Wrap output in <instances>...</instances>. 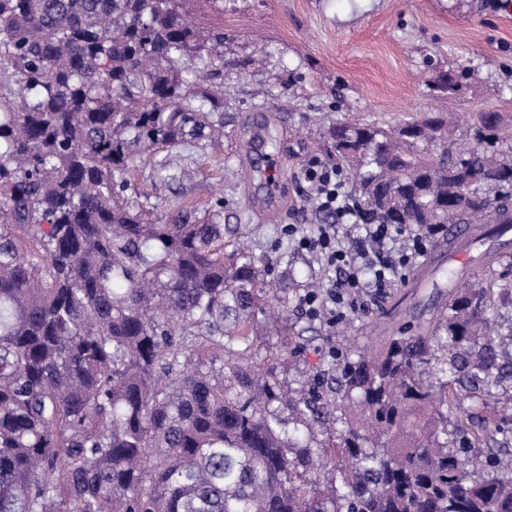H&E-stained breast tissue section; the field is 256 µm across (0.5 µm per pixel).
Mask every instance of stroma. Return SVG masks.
<instances>
[{"label": "stroma", "instance_id": "1", "mask_svg": "<svg viewBox=\"0 0 512 512\" xmlns=\"http://www.w3.org/2000/svg\"><path fill=\"white\" fill-rule=\"evenodd\" d=\"M191 19L224 31V145L174 150L182 175L162 190L151 161L139 159L133 185L165 223L172 200L201 208L223 199L227 230L246 225L248 256L288 290L301 349L280 375L283 388L295 397L329 393L323 371L332 351L377 348L399 325L432 320L447 302L448 243L429 242L402 281L369 295L367 309L344 316L345 333L336 335L303 305L305 284L328 275L285 230L326 220L305 166L339 119L387 128L419 112H449L463 123L489 109L512 115V0H201ZM448 71L466 74L453 97L433 89ZM477 248L496 261L470 266L464 277L502 288L496 331L511 336L512 233Z\"/></svg>", "mask_w": 512, "mask_h": 512}]
</instances>
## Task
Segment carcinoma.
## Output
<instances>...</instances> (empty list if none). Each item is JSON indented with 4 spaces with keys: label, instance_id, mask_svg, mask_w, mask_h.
I'll list each match as a JSON object with an SVG mask.
<instances>
[{
    "label": "carcinoma",
    "instance_id": "carcinoma-1",
    "mask_svg": "<svg viewBox=\"0 0 512 512\" xmlns=\"http://www.w3.org/2000/svg\"><path fill=\"white\" fill-rule=\"evenodd\" d=\"M188 3L0 0V512H512V465L469 470L512 428L461 409L512 377L493 286L327 371L335 401L292 400L294 326L256 354L285 291L224 240V199L162 224L122 196L142 154L221 145L224 30ZM325 151L367 224L512 230L502 112L338 121ZM282 409L340 428L300 443Z\"/></svg>",
    "mask_w": 512,
    "mask_h": 512
}]
</instances>
